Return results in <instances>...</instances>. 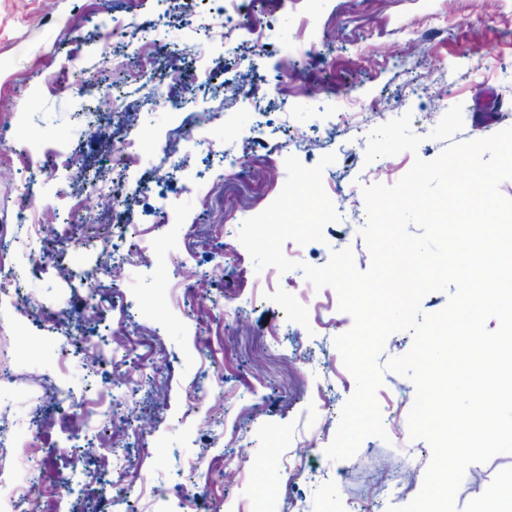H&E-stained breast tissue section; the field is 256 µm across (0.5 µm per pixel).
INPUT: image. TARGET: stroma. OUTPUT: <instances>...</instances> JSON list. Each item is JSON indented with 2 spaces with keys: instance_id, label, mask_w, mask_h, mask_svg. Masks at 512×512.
<instances>
[{
  "instance_id": "stroma-1",
  "label": "stroma",
  "mask_w": 512,
  "mask_h": 512,
  "mask_svg": "<svg viewBox=\"0 0 512 512\" xmlns=\"http://www.w3.org/2000/svg\"><path fill=\"white\" fill-rule=\"evenodd\" d=\"M241 15L223 43L206 35L223 28L224 0H171L164 9L157 0H0V127L14 131L27 150L21 161L0 146V225L13 242L11 262L26 293L40 305L37 317L14 313L0 323V359L15 377L0 387V409L9 408L21 424L17 462L44 466L59 449L75 448L78 468L72 485L60 489L58 512H122L114 489L100 481L101 472L119 465L141 474L137 512H204L218 497L249 502L252 512H350L355 505L387 512L422 488L431 449L410 440L405 427L385 441L366 438L352 458H327L341 408L355 390L334 345L353 319L331 310L308 315L327 292L286 289L287 278L304 282L300 270L255 271L237 233L279 195L286 169L245 144L264 139L308 167L335 154L323 186L340 219L325 227L323 241L297 247L296 257L322 266L332 251L348 248L357 269L366 270L362 189L395 184L415 158H436L444 144L428 134L449 102L463 107L456 141L512 127V0H259L243 4ZM257 19L268 28L263 50L251 35ZM122 21L150 31L155 58L147 73L158 96L147 95L129 70L124 38H113L111 64L99 60L93 23ZM281 45L299 48L300 65L282 59ZM477 60L484 76L470 74ZM89 78L96 84L86 92L81 84ZM442 87L447 97L437 96ZM104 91L123 97L121 116L99 108ZM193 93L199 106L224 114L206 137L237 156L221 199L206 207L195 196L174 195L164 175L166 136L185 118L184 100ZM370 103L398 117L412 114V129L423 138L417 153L365 164L360 131L380 123L366 112ZM100 124L110 126L111 142L90 138ZM132 129L144 149L122 172L112 157ZM297 139L306 147L295 154L289 144ZM26 163L50 171L29 192L20 185ZM89 178L127 183L124 206L108 215L109 224L137 225L143 247L125 264V308L112 304L111 276L85 281L103 249H121L119 237L104 243L62 225L30 241L17 228L23 213L67 216ZM162 209L175 218L153 230ZM218 265L223 278H210ZM191 278L203 288L209 318L192 314L186 294H170ZM92 297L100 307L90 319L85 307ZM117 328L160 372L133 381L127 365L66 355L67 338L98 340ZM46 379L57 399L44 397ZM204 379L221 384V400L184 416L189 391ZM319 387L327 394L321 405L311 400ZM74 393L105 407L125 401L130 415L150 420L151 428L125 430L109 448L92 429L72 445L58 401ZM414 397L410 379L384 372L377 399L385 427L391 430L399 405H412ZM197 461L234 478L210 482L194 471ZM291 469L299 475L292 484ZM491 485L512 493V453L467 467L457 512H479L481 492ZM155 486L169 490L168 502L153 500Z\"/></svg>"
}]
</instances>
